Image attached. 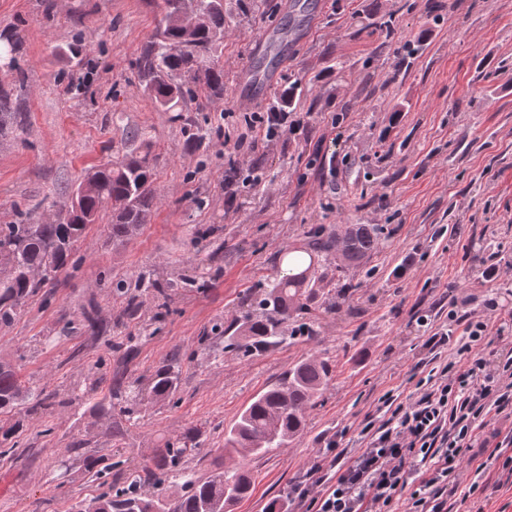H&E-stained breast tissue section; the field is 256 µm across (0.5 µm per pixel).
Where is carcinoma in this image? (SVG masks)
I'll return each mask as SVG.
<instances>
[{
    "instance_id": "cac0c4a2",
    "label": "carcinoma",
    "mask_w": 512,
    "mask_h": 512,
    "mask_svg": "<svg viewBox=\"0 0 512 512\" xmlns=\"http://www.w3.org/2000/svg\"><path fill=\"white\" fill-rule=\"evenodd\" d=\"M160 15L154 35L136 60L144 90L164 112H175L177 104L190 97L201 110L224 99V68L218 49L228 23L224 0H151ZM21 43L17 29L0 32V66L11 68ZM302 96L292 83L281 89L276 112H285ZM23 126L20 99L0 88V136ZM155 164L150 154L131 156L90 171L88 191L80 207L69 205L56 224H38L25 216L14 224L0 225V328L9 326L28 300L46 284L57 279L68 265L74 246L88 225L103 211L112 213L109 240L122 247L146 223L156 204ZM379 229L372 224H350L341 234L326 236L313 232L306 267L288 269L257 296L249 298V309L233 329L218 332L224 348L252 356L314 336L313 329L300 325L286 332L285 324L317 297L335 310L350 305L352 287L323 291L328 271L366 265L377 248ZM324 259L323 270L315 268L314 257ZM179 367L167 363L144 382H132L112 391L120 399L125 421L139 419L141 402L171 401L179 388ZM332 377L325 360L307 358L294 364L275 383L256 394L235 422L224 430V457L233 462L207 477L186 471L184 459L199 446L200 430L191 429L182 438L167 440L158 450L153 467L119 486L108 482L112 467L97 470L95 479L106 491L92 499L75 502L71 512H233L234 505L252 493V478L242 462L285 448L300 437L311 410ZM55 392L26 385L14 365L0 360V414H15L25 408L49 410L59 404ZM21 420L0 426V449L17 447ZM181 484L175 497L148 496L146 485Z\"/></svg>"
}]
</instances>
